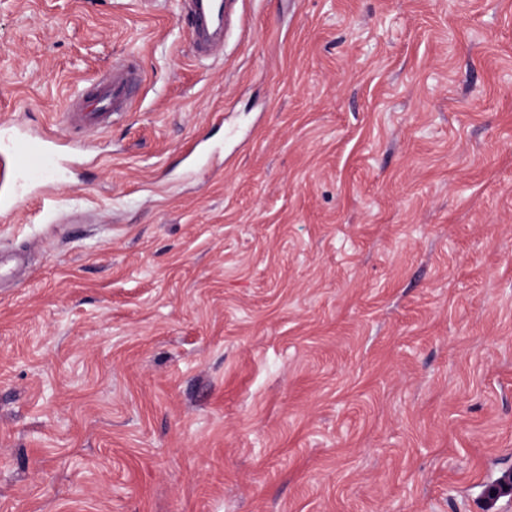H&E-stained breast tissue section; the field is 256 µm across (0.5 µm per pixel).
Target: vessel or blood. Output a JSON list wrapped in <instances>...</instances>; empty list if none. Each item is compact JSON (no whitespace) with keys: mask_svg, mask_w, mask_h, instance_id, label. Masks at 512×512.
<instances>
[{"mask_svg":"<svg viewBox=\"0 0 512 512\" xmlns=\"http://www.w3.org/2000/svg\"><path fill=\"white\" fill-rule=\"evenodd\" d=\"M232 9V0H181V10L189 18L191 51L196 57L208 60L223 55L224 30ZM134 81L135 73L130 67L113 66L103 88L93 95L92 115L122 118L131 108L130 89ZM5 145L13 161L16 192L12 198L0 201V211L11 213L21 206L26 185L55 170L58 154L54 139H37L23 131L12 134Z\"/></svg>","mask_w":512,"mask_h":512,"instance_id":"b4317fda","label":"vessel or blood"}]
</instances>
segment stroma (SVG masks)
Segmentation results:
<instances>
[{
	"instance_id": "obj_1",
	"label": "stroma",
	"mask_w": 512,
	"mask_h": 512,
	"mask_svg": "<svg viewBox=\"0 0 512 512\" xmlns=\"http://www.w3.org/2000/svg\"><path fill=\"white\" fill-rule=\"evenodd\" d=\"M100 132L63 120L112 64ZM0 512H501L512 0H0ZM233 0H182V13L189 17L191 51L201 60L224 53V30L230 20ZM134 71L123 64L113 65L112 74L105 81L104 87L96 93L87 92V97H93V108L88 112H74L80 119L87 113L99 118L112 116L115 119L123 117L125 112H129L130 89L135 81ZM4 143L13 161L16 192L12 198L3 199V202L1 200L0 210L3 213H12L22 205L25 186L49 176L56 169L58 154L54 139H35L23 130L12 133Z\"/></svg>"
}]
</instances>
